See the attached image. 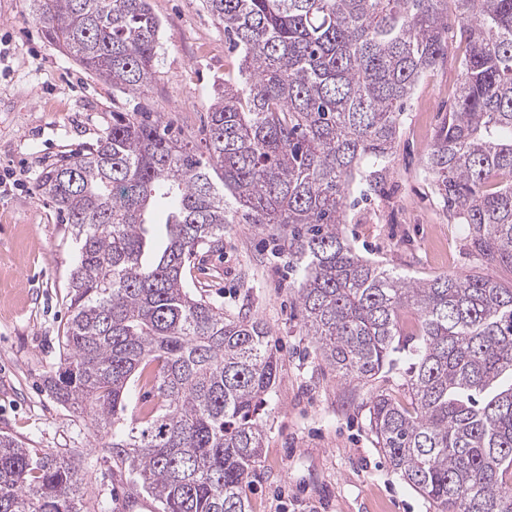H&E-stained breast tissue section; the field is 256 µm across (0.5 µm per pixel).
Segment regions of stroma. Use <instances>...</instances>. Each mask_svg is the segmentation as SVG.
I'll list each match as a JSON object with an SVG mask.
<instances>
[{"label":"stroma","mask_w":512,"mask_h":512,"mask_svg":"<svg viewBox=\"0 0 512 512\" xmlns=\"http://www.w3.org/2000/svg\"><path fill=\"white\" fill-rule=\"evenodd\" d=\"M162 21L161 61L149 90L132 95L86 73L43 36L32 0H0V432L30 448H72L89 488L88 507L162 512L144 494L126 497L130 475L106 460L104 437L44 386L70 318L76 245L53 204L34 192L46 167L94 143L113 112L160 116L203 146L208 108L237 55L202 0H150ZM458 25L448 59L425 75L401 116L386 165H365L352 184L343 233L360 255L414 277L481 273L512 285V269L482 264L468 227L449 220L424 173L437 129L455 104L444 88L459 76ZM194 295L271 329L279 376L258 417L261 457L247 488L251 512H435L390 465L371 430L369 407L388 393L408 401L406 360L373 381H345L315 351L290 295L299 275L270 230L232 224L224 253H199L187 275Z\"/></svg>","instance_id":"stroma-1"}]
</instances>
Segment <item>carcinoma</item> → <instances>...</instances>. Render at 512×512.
Masks as SVG:
<instances>
[{
  "label": "carcinoma",
  "mask_w": 512,
  "mask_h": 512,
  "mask_svg": "<svg viewBox=\"0 0 512 512\" xmlns=\"http://www.w3.org/2000/svg\"><path fill=\"white\" fill-rule=\"evenodd\" d=\"M49 44L132 94L150 88L161 22L150 0H33ZM236 52L209 107L205 151L158 119L112 113L96 142L42 175L77 244L71 316L46 390L110 434L129 494L163 512H249L278 359L260 319L194 297L186 268L224 249L235 221L275 231L321 359L377 379L406 349L412 408L379 394L371 428L390 465L437 512H512V286L479 274L403 276L357 254L341 225L364 163L389 158L420 77L466 53L425 173L470 248L512 268V0H204ZM418 332L402 338L401 314ZM157 402L127 430L132 386ZM72 452L0 433V512H83Z\"/></svg>",
  "instance_id": "1"
}]
</instances>
